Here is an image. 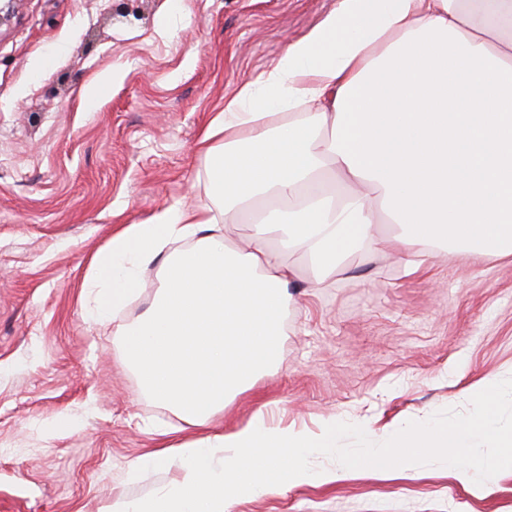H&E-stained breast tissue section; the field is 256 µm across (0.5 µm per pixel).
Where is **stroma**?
<instances>
[{"instance_id": "obj_1", "label": "stroma", "mask_w": 512, "mask_h": 512, "mask_svg": "<svg viewBox=\"0 0 512 512\" xmlns=\"http://www.w3.org/2000/svg\"><path fill=\"white\" fill-rule=\"evenodd\" d=\"M335 4L0 0V512L150 496L170 470L123 472L161 447L155 428L200 438L266 402L295 430L337 413L453 426L473 412L467 389L494 378L498 429L512 431V259L431 249L425 273L407 275L393 250L357 254L319 290L296 260L277 365L209 427L144 393L111 322L87 318L90 255L120 225L205 199L196 145L225 97ZM107 67L117 81L86 108V80ZM65 416L76 427L52 431ZM232 512H512V468L475 494L429 455L414 474L358 469Z\"/></svg>"}]
</instances>
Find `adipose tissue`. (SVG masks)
I'll return each mask as SVG.
<instances>
[{
	"instance_id": "1",
	"label": "adipose tissue",
	"mask_w": 512,
	"mask_h": 512,
	"mask_svg": "<svg viewBox=\"0 0 512 512\" xmlns=\"http://www.w3.org/2000/svg\"><path fill=\"white\" fill-rule=\"evenodd\" d=\"M197 150L208 201L126 225L83 282L87 310L104 320L159 266L154 305L115 333L142 388L192 425L222 415L276 362L297 276L290 255L310 261L311 287H329L350 272L351 252L384 249L386 222L411 274L439 244L512 257V0H336L225 98ZM328 171L342 191L324 182ZM245 214L242 249L222 227ZM497 387L488 379L471 391L474 413L456 426L403 419L382 434L338 418L294 431L264 403L233 431L131 462L130 479L175 475L151 496L113 499L108 512H232L240 499L333 484L357 468L413 473L427 453L463 486L484 488L512 467V434L471 464L475 437L496 434ZM350 430L360 450L344 446ZM316 454L336 466L314 468Z\"/></svg>"
}]
</instances>
